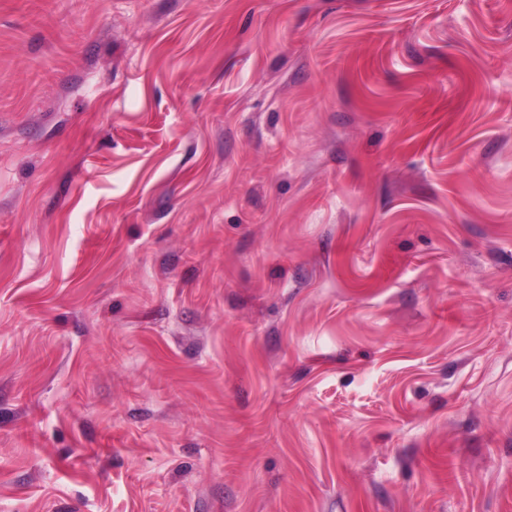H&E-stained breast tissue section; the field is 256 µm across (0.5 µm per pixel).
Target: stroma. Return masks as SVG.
I'll return each instance as SVG.
<instances>
[{"instance_id":"35a3bbf8","label":"stroma","mask_w":512,"mask_h":512,"mask_svg":"<svg viewBox=\"0 0 512 512\" xmlns=\"http://www.w3.org/2000/svg\"><path fill=\"white\" fill-rule=\"evenodd\" d=\"M0 512H512V0H0Z\"/></svg>"}]
</instances>
